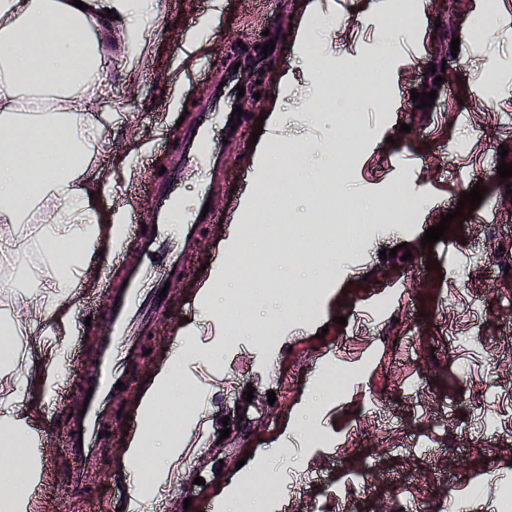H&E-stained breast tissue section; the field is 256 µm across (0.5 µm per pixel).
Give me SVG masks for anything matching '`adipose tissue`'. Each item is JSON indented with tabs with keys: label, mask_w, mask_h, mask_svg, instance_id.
<instances>
[{
	"label": "adipose tissue",
	"mask_w": 512,
	"mask_h": 512,
	"mask_svg": "<svg viewBox=\"0 0 512 512\" xmlns=\"http://www.w3.org/2000/svg\"><path fill=\"white\" fill-rule=\"evenodd\" d=\"M0 0V235L42 214L48 257L61 274L60 293L22 289L31 328L49 323L63 328L69 322V301L77 298L83 278L67 270L87 255L111 258L121 234L120 225L103 213L94 193L111 196V180L90 170L92 152L109 148L100 127L88 117V104L102 95L99 76L112 51L116 21L110 13H158V0ZM223 264H215L195 293L204 317L224 321ZM223 347L196 351L179 348L169 367L155 374L138 399V429L122 453L121 474L145 485L149 474L144 449L160 430L166 400L188 393L190 404L181 412L169 437L165 456H181L199 425L200 394L184 382L179 368L191 359L215 361ZM61 373L43 365L27 373L16 398L0 402V453L10 454L16 443L28 446L15 464L0 465V485L9 490L8 512H26L29 484L39 469L35 446L37 415L22 412L19 402L37 396L52 399Z\"/></svg>",
	"instance_id": "obj_1"
}]
</instances>
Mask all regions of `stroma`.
<instances>
[{"instance_id":"stroma-1","label":"stroma","mask_w":512,"mask_h":512,"mask_svg":"<svg viewBox=\"0 0 512 512\" xmlns=\"http://www.w3.org/2000/svg\"><path fill=\"white\" fill-rule=\"evenodd\" d=\"M160 2L152 21H120L121 38L104 63L107 91L92 111L112 139L111 151L90 162L118 186L99 201L113 223L126 224L133 213L148 222L141 190L164 162L160 132L206 98L203 73L263 44L267 33L276 47L265 57L267 79L252 87L259 100L224 150L223 179L212 182L202 168L181 179L183 202H194L204 183L222 197L224 222L207 225L185 258L188 274L167 295L173 319L144 341L148 353L111 403L110 435L82 487L61 489L44 467L29 512H120L131 494L118 474L128 418L148 377L165 369L182 342L224 348L220 363L181 368L188 381L214 392L209 428L177 462L204 483L191 490L188 507L177 482L147 487L142 512H215L221 488L239 474L237 461L259 450L262 471L277 480L271 512H442L452 495L468 512H504L512 506V195L496 166L503 158L512 163V0H420L411 27L388 0H318L313 15L305 0ZM372 3L379 15L359 22ZM451 11L461 20L453 78L433 111H415L411 91L437 38L435 23ZM302 27L309 41L293 43L289 30ZM286 72L295 83L283 94L280 139L252 141ZM404 123L410 132H401ZM264 149L291 161L275 171L286 204L240 211L241 198L263 177L253 158ZM476 185L486 191L476 215L451 222L446 239L422 246L425 230ZM395 199L413 215L390 231L382 207ZM344 211L367 219L351 254ZM247 224L260 225L258 236L242 238ZM41 230L36 222L16 225L0 256V326L11 344L0 355V401L13 396L27 364L44 362L12 290L21 282L47 290L56 283L55 267L36 244ZM238 241L258 250L268 275L244 299L240 269L226 267L224 303L240 308L244 322L219 327L201 318L193 297L206 278L201 265L219 262ZM402 243L410 260L380 258ZM431 259L438 268L428 269ZM322 282L328 288L316 293L314 313L289 309V293ZM280 314L286 320L276 333L254 341L256 329ZM340 316L346 324H337ZM189 324L195 331L188 336ZM105 329L100 320L83 330L73 322L60 333L66 347L55 365L64 396L39 407L44 464L76 469L62 447L61 422L83 398ZM481 403L492 423L478 437L469 414Z\"/></svg>"}]
</instances>
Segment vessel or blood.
<instances>
[{
    "mask_svg": "<svg viewBox=\"0 0 512 512\" xmlns=\"http://www.w3.org/2000/svg\"><path fill=\"white\" fill-rule=\"evenodd\" d=\"M223 79V72L211 74L209 96L198 107L194 121L170 129L172 146L166 171L144 186L150 223L143 227L133 221L128 226L129 243L141 256L139 265L125 268L120 256L113 261L120 276L111 291L112 306L103 317L111 334L101 343L97 369L88 381L93 393L86 412L74 416L64 434V445L72 457H86L107 430L105 408L115 385L129 382L133 375L128 361L129 337L148 336L155 319L166 313V301L159 292L171 277L184 273L181 263L166 261V254L193 250L204 224L217 220L215 212L203 210L209 198L205 191L189 210H181L180 185L181 175L189 167L205 165L214 178L223 174V137L230 129L226 108L230 92L223 87Z\"/></svg>",
    "mask_w": 512,
    "mask_h": 512,
    "instance_id": "1",
    "label": "vessel or blood"
}]
</instances>
